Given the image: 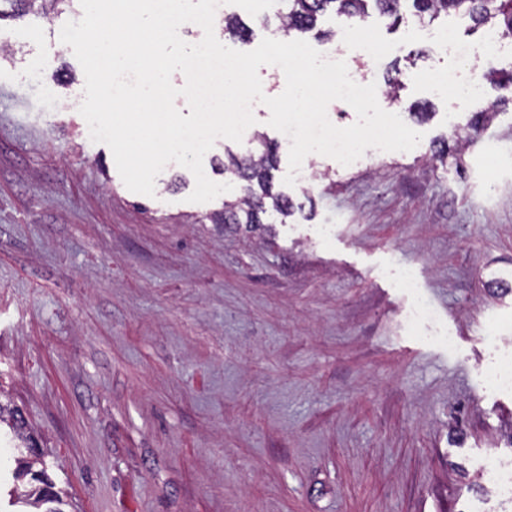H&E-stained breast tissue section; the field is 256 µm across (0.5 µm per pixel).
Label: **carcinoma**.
Returning a JSON list of instances; mask_svg holds the SVG:
<instances>
[{
    "instance_id": "carcinoma-1",
    "label": "carcinoma",
    "mask_w": 512,
    "mask_h": 512,
    "mask_svg": "<svg viewBox=\"0 0 512 512\" xmlns=\"http://www.w3.org/2000/svg\"><path fill=\"white\" fill-rule=\"evenodd\" d=\"M282 8L274 16H264L263 24L276 20L275 32L284 39H296L314 35L316 39H330L332 32L318 28L320 18L331 12L350 21H364L373 10L394 20L401 18L406 4H411L419 22L430 23L450 13L469 19L476 30L489 22H495L500 36L512 39V0H281ZM75 10V0H0V20L5 17L21 18L29 13L55 14L59 10ZM222 31L244 40L249 28L236 14H227L222 21ZM484 79L502 89L512 88V69H491ZM256 141L264 145L257 155L243 159L229 158L224 171L231 173L242 183V194L224 201V223L248 224L259 228L267 208L283 216L290 214L292 202L287 197L272 192L271 170L275 168L274 149L264 143L262 135L254 134ZM9 414L11 427L22 448L37 447L34 437L26 432V423L15 407L0 402V421ZM15 480H28L30 489L18 496L10 495L9 505H30L42 512H63L65 502L49 478L46 470H32V462L26 457L17 459Z\"/></svg>"
}]
</instances>
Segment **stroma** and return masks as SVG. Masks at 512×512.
Listing matches in <instances>:
<instances>
[{
  "label": "stroma",
  "mask_w": 512,
  "mask_h": 512,
  "mask_svg": "<svg viewBox=\"0 0 512 512\" xmlns=\"http://www.w3.org/2000/svg\"><path fill=\"white\" fill-rule=\"evenodd\" d=\"M79 18L0 21V393L71 512H512L484 467L512 461V392L487 381L491 331L512 325L492 287L512 282V90L482 80L512 67V39L489 53L457 16L375 12L374 51L326 15L315 49L380 90L397 66L398 100L378 103L422 139L350 168L314 155L313 186H289V145L255 103L296 210L254 231L213 223L223 198L189 202L175 163L154 196L127 189L84 131L59 39ZM439 72L480 81L483 103ZM486 103L494 119L468 128Z\"/></svg>",
  "instance_id": "1"
}]
</instances>
